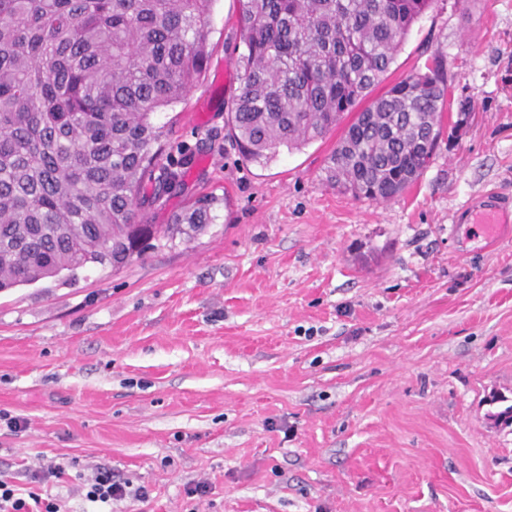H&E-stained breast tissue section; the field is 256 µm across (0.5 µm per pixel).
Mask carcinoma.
<instances>
[{"mask_svg":"<svg viewBox=\"0 0 512 512\" xmlns=\"http://www.w3.org/2000/svg\"><path fill=\"white\" fill-rule=\"evenodd\" d=\"M243 47L227 126L245 160L323 137L389 71L433 0H238ZM214 0H0V289L89 264L120 267L146 242L213 223L214 196L143 223L180 173L161 162L157 112L208 64ZM434 57L375 98L332 152L327 177L356 198L403 195L458 107Z\"/></svg>","mask_w":512,"mask_h":512,"instance_id":"obj_1","label":"carcinoma"}]
</instances>
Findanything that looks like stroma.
I'll list each match as a JSON object with an SVG mask.
<instances>
[{"instance_id":"obj_1","label":"stroma","mask_w":512,"mask_h":512,"mask_svg":"<svg viewBox=\"0 0 512 512\" xmlns=\"http://www.w3.org/2000/svg\"><path fill=\"white\" fill-rule=\"evenodd\" d=\"M237 18L215 0L206 71L154 117L181 181L147 223L213 194L215 224L0 291V475L68 512H103L81 489L99 466L150 494L112 512H512V426L488 419L512 400V223L462 216L491 191L512 205V0H434L373 88L436 54L470 104L385 203L326 179L351 112L242 158ZM51 461L64 476L33 482Z\"/></svg>"}]
</instances>
